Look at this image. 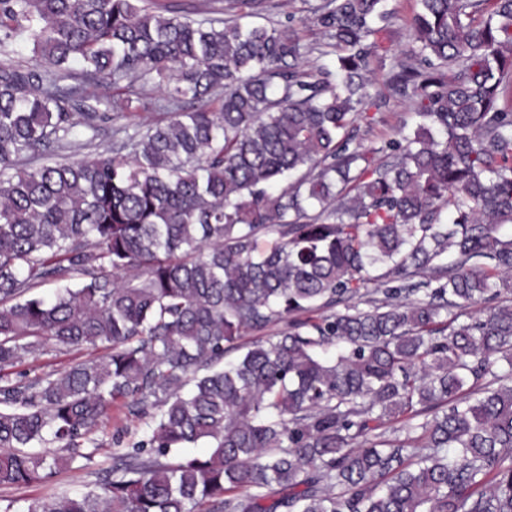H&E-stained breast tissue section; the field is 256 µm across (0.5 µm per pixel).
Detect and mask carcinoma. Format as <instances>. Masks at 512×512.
Here are the masks:
<instances>
[{
  "label": "carcinoma",
  "mask_w": 512,
  "mask_h": 512,
  "mask_svg": "<svg viewBox=\"0 0 512 512\" xmlns=\"http://www.w3.org/2000/svg\"><path fill=\"white\" fill-rule=\"evenodd\" d=\"M388 2L312 8L331 68L242 22L266 0H0L36 57L0 61V486L90 459L116 403L146 425L24 512H512V0H417L384 81L416 128L366 147ZM49 342L105 353L15 371ZM178 1L188 4L194 11L193 18L205 19L212 17H224V0H159Z\"/></svg>",
  "instance_id": "1"
}]
</instances>
